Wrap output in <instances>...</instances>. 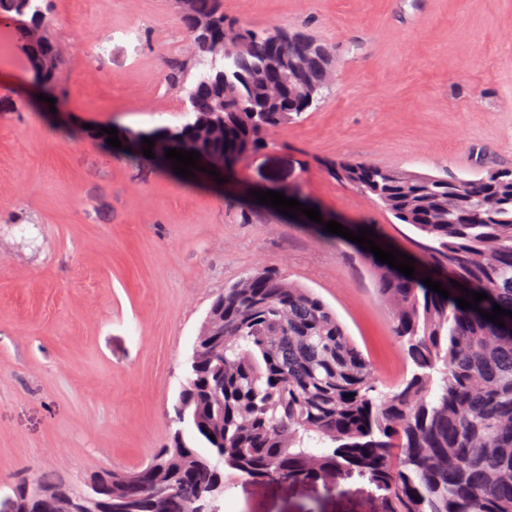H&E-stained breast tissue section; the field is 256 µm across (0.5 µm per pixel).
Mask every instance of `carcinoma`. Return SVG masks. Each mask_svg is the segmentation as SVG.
<instances>
[{"label": "carcinoma", "instance_id": "carcinoma-1", "mask_svg": "<svg viewBox=\"0 0 512 512\" xmlns=\"http://www.w3.org/2000/svg\"><path fill=\"white\" fill-rule=\"evenodd\" d=\"M176 15L197 39L165 74L187 94L185 137L155 139L154 154L194 150L198 166L218 170L325 96L334 52L314 36L230 20L224 0H193ZM0 18L17 22L30 70L55 96L63 54L46 0H0ZM325 168L418 233L428 261L413 277L372 260L410 375L381 391L326 302L276 268L251 272L208 311L224 335L194 344L169 442L147 464L112 471V495L89 496L85 512L109 502L112 512H209L208 497L236 477L329 473L367 480L380 512H512V318L500 327L480 314L512 311V168L475 179L347 159ZM453 280L488 298L459 308ZM36 483L61 501L81 493L62 476Z\"/></svg>", "mask_w": 512, "mask_h": 512}]
</instances>
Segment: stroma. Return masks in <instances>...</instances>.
<instances>
[{"instance_id": "obj_1", "label": "stroma", "mask_w": 512, "mask_h": 512, "mask_svg": "<svg viewBox=\"0 0 512 512\" xmlns=\"http://www.w3.org/2000/svg\"><path fill=\"white\" fill-rule=\"evenodd\" d=\"M49 6L65 59L53 113L0 21V512L23 478L78 484L146 464L170 436L212 301L265 266L329 304L382 383L401 379L408 362L365 251L323 224L371 229L412 257L415 230L323 163L456 178L512 168V0H224L228 16L330 45L335 81L237 160L219 193L131 148L132 134L185 120L164 80L186 43L172 0ZM256 190L289 191L323 221L256 202ZM344 486L240 479L218 508L375 512L373 486Z\"/></svg>"}]
</instances>
